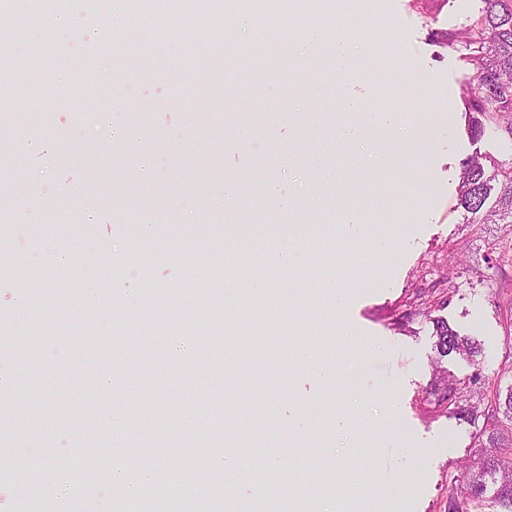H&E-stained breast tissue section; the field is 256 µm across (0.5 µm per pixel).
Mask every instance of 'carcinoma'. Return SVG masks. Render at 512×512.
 <instances>
[{
	"label": "carcinoma",
	"instance_id": "obj_1",
	"mask_svg": "<svg viewBox=\"0 0 512 512\" xmlns=\"http://www.w3.org/2000/svg\"><path fill=\"white\" fill-rule=\"evenodd\" d=\"M480 15L465 31L450 32L445 43L469 50L466 60L474 70V84L464 99L474 135L489 122L512 139V0H483ZM458 207L466 224H512V156H474L462 163ZM438 358L451 355L468 360L481 349L460 335L448 321L435 319ZM490 446L476 449L464 466L461 480L448 497V512H471L488 491L512 504V457L503 455L499 442L508 438L490 434ZM171 493V484L151 485L138 508L150 509Z\"/></svg>",
	"mask_w": 512,
	"mask_h": 512
}]
</instances>
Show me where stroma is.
<instances>
[{
  "instance_id": "35a3bbf8",
  "label": "stroma",
  "mask_w": 512,
  "mask_h": 512,
  "mask_svg": "<svg viewBox=\"0 0 512 512\" xmlns=\"http://www.w3.org/2000/svg\"><path fill=\"white\" fill-rule=\"evenodd\" d=\"M482 0H374L375 31L357 55L350 83L369 121L360 139L309 177L313 150L333 138L343 95L328 52L301 53L297 27L243 28L220 40L230 66L198 54L190 41L158 50L169 22L159 17L135 40L101 43L108 12L92 0H68L75 32L43 42V76L15 102L0 139L39 128L22 167L0 154V249L20 265L54 268L60 244L79 253L100 249L104 289L97 306L68 295L64 284L40 286L17 305L14 280L0 272V376L8 397L25 407L42 440L17 437L9 455L29 472L44 441L60 456L43 471L42 502L56 506L92 485L86 512H114L125 493L111 480L92 481L86 449L71 428L111 410L144 413L143 432L182 433L174 448L104 452L166 461L179 472L183 455H205L206 439L223 438L225 496L214 512L246 503L255 512H334L351 486L390 487L413 459L425 477L415 491L385 496V512H448V497L475 449L488 445L475 426L440 399L435 364L468 380L480 372L481 410L512 388V261L495 259L501 224H467L456 210L463 160L502 156L512 140L486 125L467 131L463 92L473 78L464 45L440 33L469 28ZM90 74L89 83H58L59 62ZM99 102L120 146L95 144L79 103ZM421 143L416 163L430 203L410 210L392 252L373 253L389 237V211L401 188L396 170H376L378 152ZM150 146L143 154L142 146ZM234 182L239 202L216 210L213 196ZM110 197L95 198L96 187ZM315 199L298 213L296 199ZM211 221L198 223L201 213ZM151 220L142 229V220ZM256 248H248L251 239ZM290 251L275 286L264 280L267 254ZM214 266L222 285L201 286L198 265ZM150 284L144 313L126 291ZM348 289L343 310L328 283ZM480 344L476 361L437 358L435 318ZM25 338L14 344L10 333ZM333 371L336 382L314 374ZM304 415L308 429L289 425ZM398 418L408 436L384 428ZM288 463L279 495L263 493L269 461Z\"/></svg>"
}]
</instances>
